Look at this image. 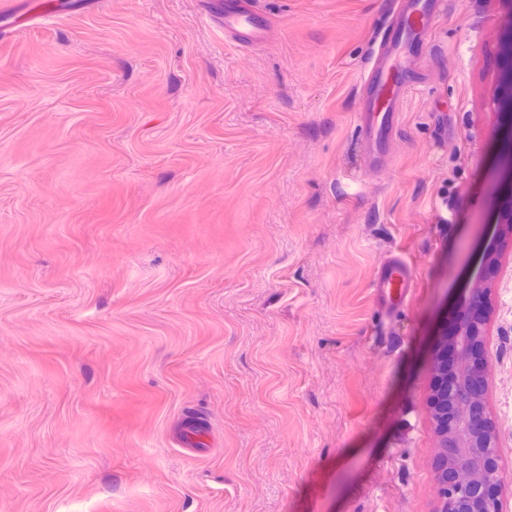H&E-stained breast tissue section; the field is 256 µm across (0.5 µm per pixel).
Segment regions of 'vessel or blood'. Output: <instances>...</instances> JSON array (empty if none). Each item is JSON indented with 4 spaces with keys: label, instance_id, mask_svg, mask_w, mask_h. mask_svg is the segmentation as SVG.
I'll return each instance as SVG.
<instances>
[{
    "label": "vessel or blood",
    "instance_id": "b4317fda",
    "mask_svg": "<svg viewBox=\"0 0 512 512\" xmlns=\"http://www.w3.org/2000/svg\"><path fill=\"white\" fill-rule=\"evenodd\" d=\"M205 2L239 46L248 48L262 41L266 22L252 0ZM446 9V0H398L392 21L360 77L363 106L356 123L364 148L363 168H390L396 113L411 85L410 62L430 52V37ZM413 288V271L398 254L381 262L372 282L374 301L386 314L403 308Z\"/></svg>",
    "mask_w": 512,
    "mask_h": 512
}]
</instances>
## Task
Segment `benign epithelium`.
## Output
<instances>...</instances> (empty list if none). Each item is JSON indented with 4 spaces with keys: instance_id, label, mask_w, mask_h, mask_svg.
<instances>
[{
    "instance_id": "1",
    "label": "benign epithelium",
    "mask_w": 512,
    "mask_h": 512,
    "mask_svg": "<svg viewBox=\"0 0 512 512\" xmlns=\"http://www.w3.org/2000/svg\"><path fill=\"white\" fill-rule=\"evenodd\" d=\"M487 321L484 293L476 292L456 319L451 344L458 358L455 385L451 394L435 391L433 414L448 407H464L465 419L436 425L439 448L434 466L441 492L438 512H492L501 502L502 470L499 438L484 401L488 381L485 365L489 347L482 328ZM466 469L469 485L456 489L457 474Z\"/></svg>"
}]
</instances>
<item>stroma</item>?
Here are the masks:
<instances>
[{"mask_svg": "<svg viewBox=\"0 0 512 512\" xmlns=\"http://www.w3.org/2000/svg\"><path fill=\"white\" fill-rule=\"evenodd\" d=\"M384 2L256 0L252 48L200 0L0 12V512H437L441 321L486 287L512 512V0H447L354 183ZM414 283L413 271L403 256L394 254L382 261L372 282L373 298L381 312L391 314L403 308Z\"/></svg>", "mask_w": 512, "mask_h": 512, "instance_id": "35a3bbf8", "label": "stroma"}]
</instances>
